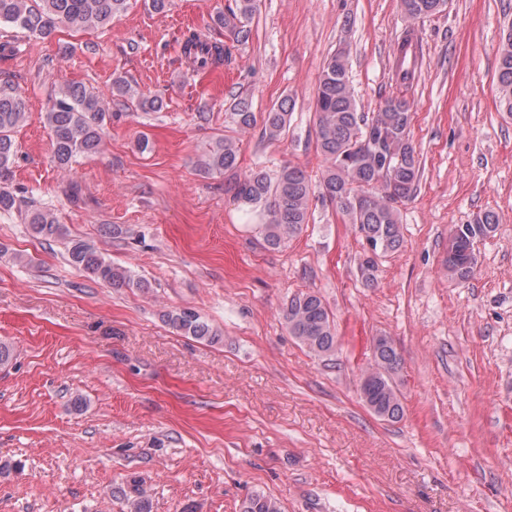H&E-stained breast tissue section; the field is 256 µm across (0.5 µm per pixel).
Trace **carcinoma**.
<instances>
[{
  "mask_svg": "<svg viewBox=\"0 0 512 512\" xmlns=\"http://www.w3.org/2000/svg\"><path fill=\"white\" fill-rule=\"evenodd\" d=\"M446 0H401L406 19L415 24L443 10ZM130 0H0V26L9 25L41 38H51L61 29L84 32L100 29L125 12ZM257 11V0H239L237 10L217 16L216 24L231 32L237 41L250 39V21ZM184 59L211 68L224 64V45L206 34L190 30L182 40ZM418 59L414 30L406 31L397 45L393 80L400 89L388 96L373 113L361 111L350 80V48L343 44L331 53L323 66L315 100V146L322 156L320 184L299 166L286 165L275 175L255 169L229 182L227 191L242 207L258 213L263 240L279 248L299 235L313 217L312 200L340 214L353 225L367 245L360 270L372 276L375 258L401 247L399 204L411 200L422 175L419 155L410 139L412 112L406 96L416 78ZM111 97L135 100L143 112H158L163 102L157 97L137 95L121 79L113 81ZM497 99L500 108L512 112V23L503 30L498 48ZM292 107L286 101L273 105L264 115L263 134L280 139L287 131ZM108 112L101 96L78 83L59 88L45 113V124L52 135V160L65 170L76 157L94 154L103 141ZM232 118L240 129L256 122L251 105L243 98L233 103ZM23 97L11 88L0 89V213L18 209V197L11 185L12 167L17 156L16 129L25 122ZM238 144L230 136L216 139L201 160L206 175L236 172ZM24 223L44 237H65V228L54 213L30 206ZM498 220L491 212L476 215L467 224L455 227L448 243L445 266L455 281L469 279L478 266L475 244L492 236ZM68 261L78 270L113 288L143 290L149 283L123 266L106 259L91 244L70 241ZM176 330L198 340L213 343L220 334L208 321L189 310L165 314ZM283 318L289 335L317 356L336 348V328L322 298L313 290L300 291L288 300ZM383 372L375 387L380 401L377 417L396 421L404 415V405L395 375L402 358L392 339L372 352ZM124 496L130 512H148L146 490L132 478ZM242 512H281L279 503L264 494L248 497Z\"/></svg>",
  "mask_w": 512,
  "mask_h": 512,
  "instance_id": "1",
  "label": "carcinoma"
}]
</instances>
